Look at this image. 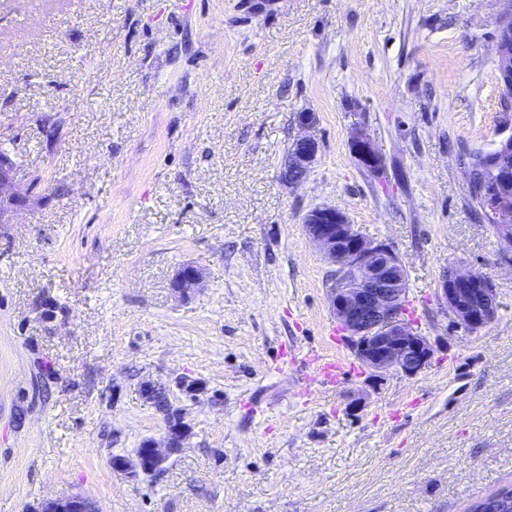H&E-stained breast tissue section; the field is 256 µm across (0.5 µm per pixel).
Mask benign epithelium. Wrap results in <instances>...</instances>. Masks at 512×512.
I'll use <instances>...</instances> for the list:
<instances>
[{"mask_svg":"<svg viewBox=\"0 0 512 512\" xmlns=\"http://www.w3.org/2000/svg\"><path fill=\"white\" fill-rule=\"evenodd\" d=\"M316 122L312 112L299 114L302 133L294 139L281 172L287 184L303 182L321 153L319 141L308 130ZM351 148L355 158L369 171L381 167V160L368 138L357 134ZM15 163L0 153V224L9 223L4 190L12 184ZM303 224L329 265L327 297L333 315L346 334L355 358L366 378L391 371L416 375L432 364L434 346L430 338L412 325L401 305L406 303V269L393 246L383 240L362 236L347 216L330 206L309 210ZM200 273L193 266L176 275L175 289L187 293L197 287ZM496 290L491 281L474 271L456 267L443 276L435 297L452 317L453 323L472 333L491 322L497 314ZM187 430L180 420L166 422L162 442L150 441L142 454L145 473H154L181 448ZM42 512H92L80 496H63L45 504Z\"/></svg>","mask_w":512,"mask_h":512,"instance_id":"obj_1","label":"benign epithelium"}]
</instances>
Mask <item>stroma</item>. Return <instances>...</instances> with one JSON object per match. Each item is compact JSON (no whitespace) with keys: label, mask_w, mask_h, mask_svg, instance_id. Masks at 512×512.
Masks as SVG:
<instances>
[{"label":"stroma","mask_w":512,"mask_h":512,"mask_svg":"<svg viewBox=\"0 0 512 512\" xmlns=\"http://www.w3.org/2000/svg\"><path fill=\"white\" fill-rule=\"evenodd\" d=\"M512 0H0V512H467L512 483V247L456 155L512 134L496 30ZM321 154L280 180L299 113ZM360 131L383 159L364 170ZM316 206L390 243L426 371L299 390L282 349L354 354L304 230ZM195 266L198 288L172 286ZM486 274L467 333L434 295ZM193 385V393L178 380ZM188 436L127 477L165 421ZM15 163L6 152L0 153V224L9 223L8 209L4 205V190L11 187ZM490 284L480 273L455 267L449 277L448 273L442 277L435 297L459 329L472 333L490 323L497 314L496 290ZM43 512H92L88 502L80 496H63L45 504Z\"/></svg>","instance_id":"1"}]
</instances>
